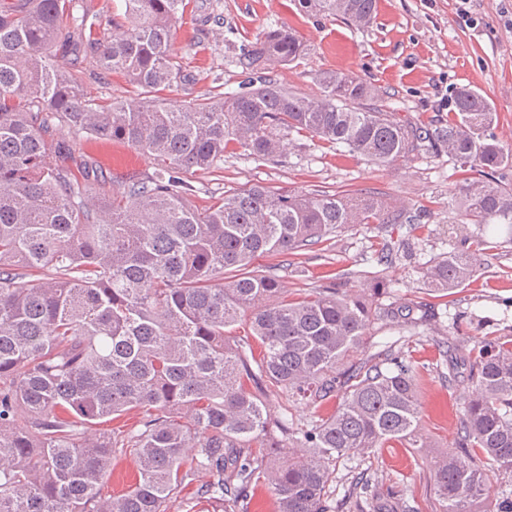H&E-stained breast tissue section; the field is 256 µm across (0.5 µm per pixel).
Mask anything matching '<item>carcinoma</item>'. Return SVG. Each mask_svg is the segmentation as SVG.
Segmentation results:
<instances>
[{
	"mask_svg": "<svg viewBox=\"0 0 512 512\" xmlns=\"http://www.w3.org/2000/svg\"><path fill=\"white\" fill-rule=\"evenodd\" d=\"M311 16L373 24L376 0H297ZM186 0H125L102 19L84 0H0V512H168L196 485L213 512H251L260 489L276 512H334L340 459L391 443L417 445L422 417L414 367L387 351L352 362L372 324L435 326L434 306L384 304L387 285L361 293L332 281L297 297L260 255L293 256L357 224L422 223L425 214L361 193L288 192L260 184L224 192L204 211L189 174L221 168L238 150L255 163L289 137L317 139L386 166L448 155L458 183L448 208L487 232H512V189L498 171L512 150L494 135L496 112L461 87L429 127L376 105L387 92L343 70L323 71L318 95L266 73L307 50L271 23L238 66L236 90L174 104L161 93L189 78L174 49ZM122 74L139 98L103 103L83 75ZM119 141L156 161L112 197L96 160L68 165L71 138ZM463 244L420 271L443 298L477 272ZM43 277L34 283L26 275ZM443 327L448 387L468 384L455 447L435 456L442 512H512L492 481L512 477V340L460 337ZM332 411L295 431L264 395ZM134 412L139 429L86 430ZM306 448L292 454L289 444ZM131 455L133 484L101 494L112 454ZM206 480L199 481L200 476Z\"/></svg>",
	"mask_w": 512,
	"mask_h": 512,
	"instance_id": "carcinoma-1",
	"label": "carcinoma"
}]
</instances>
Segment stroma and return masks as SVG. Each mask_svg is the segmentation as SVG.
Segmentation results:
<instances>
[{
  "mask_svg": "<svg viewBox=\"0 0 512 512\" xmlns=\"http://www.w3.org/2000/svg\"><path fill=\"white\" fill-rule=\"evenodd\" d=\"M188 3L176 26L175 48L193 81L188 89L170 90L173 100L236 89L244 79L235 62L240 47L255 41L275 21L296 30L308 46L301 59L273 70L274 78L288 88L316 95L318 73L351 71L391 92V99L384 102L388 111L425 126L448 114L455 88L468 85L489 98L498 115L495 132L512 148V0H378L375 22L364 31L341 21L307 17L292 0ZM73 151L78 157L92 156L103 166L109 192L122 191L129 175H143L154 167L152 157L118 141L80 138L74 140ZM192 181L197 189L192 203L199 209L211 206L225 191L261 183L303 192H361L425 211L426 219L414 230L405 224H360L301 252L291 264L259 256L252 265L274 271L294 293L307 292L332 276L342 278L353 290L379 279L397 284L399 296L420 304L431 297L420 287L419 268L464 240L478 250L481 267L464 289L453 294L448 308L465 313L463 333L512 338V240L500 232L480 241L476 225L449 210L454 178L447 155L428 154L380 166L344 148L308 139L303 147L287 146L270 163L225 154L223 170L196 172ZM402 240L408 244L407 252L392 265H376L375 251L384 243ZM440 346L437 331L425 327L414 334L376 326L367 330L362 358L390 349L419 372L424 407L421 444L415 448L394 444L368 457L338 461L331 497L342 502V512H357L342 498L361 472L370 477L377 494L403 498L411 512H442L429 461L452 447L467 391L444 382L447 367Z\"/></svg>",
  "mask_w": 512,
  "mask_h": 512,
  "instance_id": "obj_1",
  "label": "stroma"
}]
</instances>
